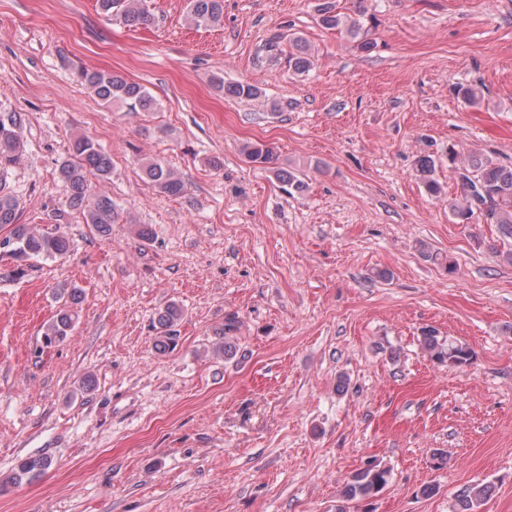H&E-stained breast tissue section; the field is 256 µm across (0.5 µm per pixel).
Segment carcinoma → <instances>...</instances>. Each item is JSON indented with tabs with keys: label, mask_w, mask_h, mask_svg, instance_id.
Masks as SVG:
<instances>
[{
	"label": "carcinoma",
	"mask_w": 512,
	"mask_h": 512,
	"mask_svg": "<svg viewBox=\"0 0 512 512\" xmlns=\"http://www.w3.org/2000/svg\"><path fill=\"white\" fill-rule=\"evenodd\" d=\"M102 13L119 18L127 26L148 25L152 23L151 14L144 7V0H98ZM189 16L198 27H210L222 21L224 0H189ZM357 17L339 10L332 0H325L318 8L320 25L328 30H344L352 38L361 35L362 19L367 16L365 0H358ZM286 40L292 48L288 63L296 72H305L313 64L306 41L291 33H282L278 39L266 45L267 51H275L280 41ZM78 79L105 103L117 102L129 112H144L154 106V100L143 86L128 81L117 72L89 71L81 68L76 71ZM224 90V96L233 99H259L263 91L247 82L217 80ZM22 118L17 112L0 113V173L16 165L23 152ZM245 158L256 164H270L276 160V152L269 144L248 143L242 148ZM448 167L457 172L464 170L466 175L460 180L463 194L455 201L448 202V211L456 224H470L476 218L483 217L485 223L496 226L502 240H512V166L502 164L496 157L484 153H472L460 158L454 152H448ZM112 171V157L108 151L93 140L79 137L72 143L71 157L63 161L58 169L59 178L68 188L66 205L71 210L82 212L86 223L92 225L103 236L110 234L112 224L117 221L112 198L98 195L94 198L87 194V176L92 174L100 178ZM435 160L426 157L420 160L417 176L427 192L435 197L443 193L441 184L434 177ZM143 173L160 192L169 196L184 193L183 180L166 164L150 160L143 164ZM7 230L13 243L8 249L0 247V254L6 253L18 262L16 274L24 273V262L34 257L57 258L65 255L70 242L62 233H43L31 224L19 223L17 202L5 191L0 183V231ZM80 292L74 288L57 311L44 332V340L51 344L68 336L74 327L72 305L77 303ZM183 312L175 303L168 304L158 313L156 323L159 336L155 348L164 353L175 344V326L181 320ZM238 330V320L233 314L224 318V324L216 332L219 344L215 352L226 357L236 351L234 343ZM420 343L429 356L439 364L462 367L472 363L474 354L466 346L444 343L435 329L426 327L421 330ZM52 466V458L47 455L30 456L22 459L15 472L8 478L13 484L30 481ZM391 480V470L375 461L358 470L343 489L342 497L346 506L337 512H351L359 504L378 497ZM491 486L478 483L466 487L458 495L457 512H478L488 496Z\"/></svg>",
	"instance_id": "1"
}]
</instances>
